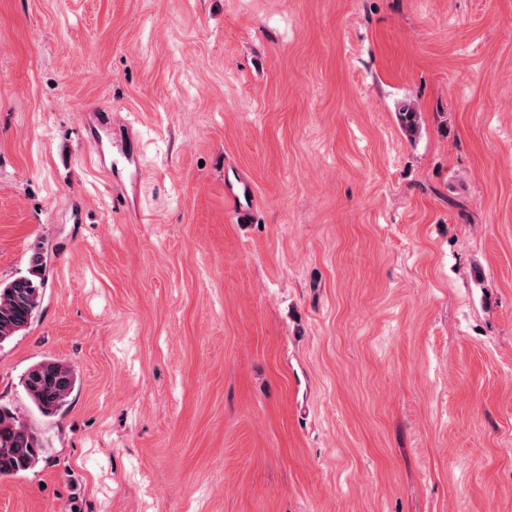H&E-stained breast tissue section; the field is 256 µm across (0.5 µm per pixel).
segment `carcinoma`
<instances>
[{"label": "carcinoma", "mask_w": 512, "mask_h": 512, "mask_svg": "<svg viewBox=\"0 0 512 512\" xmlns=\"http://www.w3.org/2000/svg\"><path fill=\"white\" fill-rule=\"evenodd\" d=\"M398 119L407 136L420 133V113L413 106L403 105ZM45 268L43 255L35 253L27 274L0 284V344L29 327L42 300ZM77 382L72 366L44 359L27 370L22 386L36 409L43 416L52 417L68 404ZM41 451L39 437L32 427L12 409L0 405V477L30 470Z\"/></svg>", "instance_id": "carcinoma-1"}]
</instances>
